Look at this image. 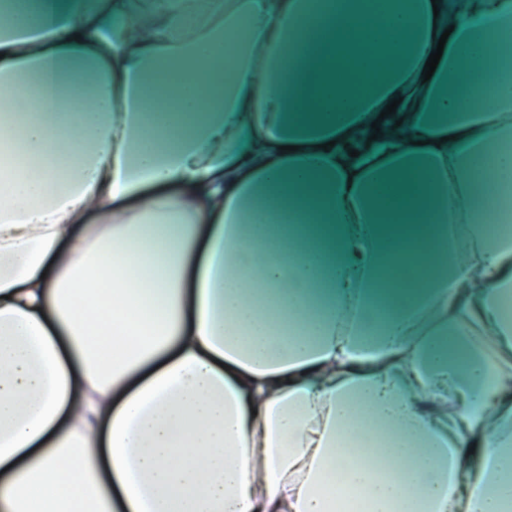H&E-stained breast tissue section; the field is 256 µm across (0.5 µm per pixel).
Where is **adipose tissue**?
Returning a JSON list of instances; mask_svg holds the SVG:
<instances>
[{"label": "adipose tissue", "mask_w": 512, "mask_h": 512, "mask_svg": "<svg viewBox=\"0 0 512 512\" xmlns=\"http://www.w3.org/2000/svg\"><path fill=\"white\" fill-rule=\"evenodd\" d=\"M27 3L0 512H512V0Z\"/></svg>", "instance_id": "adipose-tissue-1"}]
</instances>
